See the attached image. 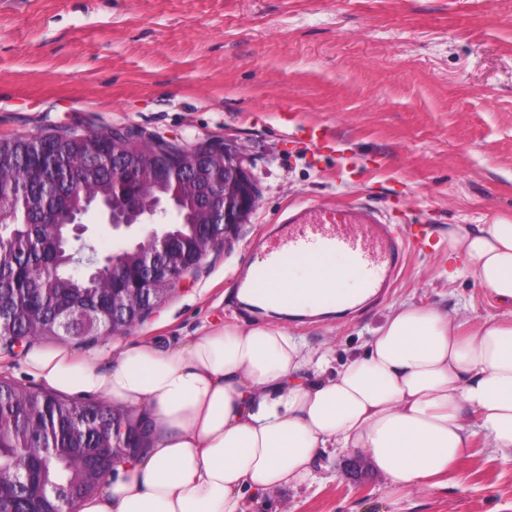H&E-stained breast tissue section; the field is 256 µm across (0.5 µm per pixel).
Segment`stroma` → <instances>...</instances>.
<instances>
[{
    "instance_id": "1",
    "label": "stroma",
    "mask_w": 512,
    "mask_h": 512,
    "mask_svg": "<svg viewBox=\"0 0 512 512\" xmlns=\"http://www.w3.org/2000/svg\"><path fill=\"white\" fill-rule=\"evenodd\" d=\"M135 126L243 147L261 197L231 246L122 336L67 341L99 367L145 339L273 318L239 300L255 239L316 200L394 209L411 252L381 298L324 319L277 316L345 358L408 301L470 326L512 311L449 280L448 227L512 222V0H0V137ZM322 485L246 498L244 512H512V464L476 442L447 486L407 494L359 454Z\"/></svg>"
}]
</instances>
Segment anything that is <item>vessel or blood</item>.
Returning a JSON list of instances; mask_svg holds the SVG:
<instances>
[{
	"instance_id": "obj_1",
	"label": "vessel or blood",
	"mask_w": 512,
	"mask_h": 512,
	"mask_svg": "<svg viewBox=\"0 0 512 512\" xmlns=\"http://www.w3.org/2000/svg\"><path fill=\"white\" fill-rule=\"evenodd\" d=\"M257 247L263 253V266L242 278L239 285L258 296L268 295L287 278L293 261H317L344 254L355 263L363 287L378 297L389 288L406 251L383 212L361 205L332 204H311L294 210L285 223L260 239Z\"/></svg>"
}]
</instances>
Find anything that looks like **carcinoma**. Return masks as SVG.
Segmentation results:
<instances>
[{"instance_id": "1", "label": "carcinoma", "mask_w": 512, "mask_h": 512, "mask_svg": "<svg viewBox=\"0 0 512 512\" xmlns=\"http://www.w3.org/2000/svg\"><path fill=\"white\" fill-rule=\"evenodd\" d=\"M129 146L112 134L85 135L77 130L51 129L40 141L25 137L0 138V210L15 218L0 236V347L11 338L47 337L82 340L100 335L112 320L133 327L143 321L150 299L137 295L123 304V289L136 286L143 271L136 265L116 267L101 282L73 267L75 252L110 253L96 237L80 243L66 235L67 218L93 210L76 182L92 189H112L120 206L136 195V182L112 180V165L126 161ZM169 161L159 158L152 192L166 199L173 181ZM201 196L186 195L179 205L183 221L169 225L182 252V268L196 261L191 243L199 234L218 238L223 226L196 223ZM52 216L62 234L49 237L45 217ZM112 442V406L81 402L54 391L23 390L0 380V459L22 462L16 481L0 493V512H28L41 499L77 512L82 498L95 493L110 474L109 458L100 457Z\"/></svg>"}]
</instances>
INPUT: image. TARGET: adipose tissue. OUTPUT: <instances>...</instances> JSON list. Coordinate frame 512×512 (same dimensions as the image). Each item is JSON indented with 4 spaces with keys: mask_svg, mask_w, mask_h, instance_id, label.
<instances>
[{
    "mask_svg": "<svg viewBox=\"0 0 512 512\" xmlns=\"http://www.w3.org/2000/svg\"><path fill=\"white\" fill-rule=\"evenodd\" d=\"M449 280L475 278L512 304V223L455 224ZM282 295L321 313L320 296L355 306L348 256L295 262ZM457 311L401 302L361 350L334 363L267 323L207 329L162 348L143 342L109 369L56 348L28 354L56 392L93 394L148 413L149 447L118 466L78 512H243L245 491L310 487L323 451L363 454L392 488L440 485L483 438L512 460V316L472 332Z\"/></svg>",
    "mask_w": 512,
    "mask_h": 512,
    "instance_id": "1",
    "label": "adipose tissue"
}]
</instances>
